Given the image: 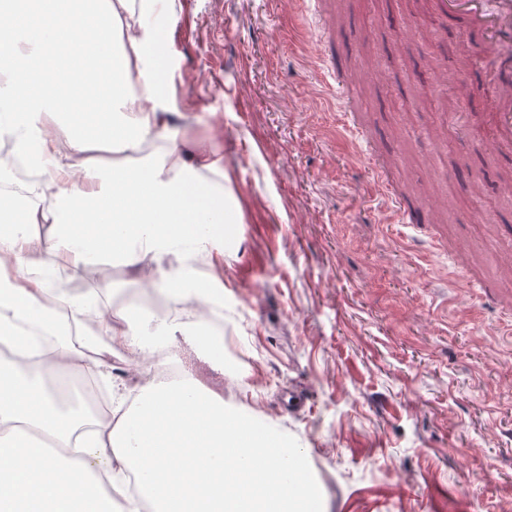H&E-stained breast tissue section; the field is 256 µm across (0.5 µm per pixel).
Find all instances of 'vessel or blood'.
Listing matches in <instances>:
<instances>
[{
    "mask_svg": "<svg viewBox=\"0 0 512 512\" xmlns=\"http://www.w3.org/2000/svg\"><path fill=\"white\" fill-rule=\"evenodd\" d=\"M433 13L440 18L459 16L463 21L461 37L472 41L479 51L494 50L498 67L492 82L493 119L496 142L501 146H512V0H431ZM394 206L403 219L410 222H425L422 206L416 205L393 185H386Z\"/></svg>",
    "mask_w": 512,
    "mask_h": 512,
    "instance_id": "vessel-or-blood-1",
    "label": "vessel or blood"
}]
</instances>
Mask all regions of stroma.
<instances>
[{"label":"stroma","mask_w":512,"mask_h":512,"mask_svg":"<svg viewBox=\"0 0 512 512\" xmlns=\"http://www.w3.org/2000/svg\"><path fill=\"white\" fill-rule=\"evenodd\" d=\"M167 2L179 155L218 159L198 189L226 206L207 225L224 237V377L203 390L297 439L323 512H512V151L492 147L461 19L434 33L427 0ZM334 55L358 64L347 87ZM377 163L431 223L399 220Z\"/></svg>","instance_id":"stroma-1"}]
</instances>
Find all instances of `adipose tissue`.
<instances>
[{"label": "adipose tissue", "instance_id": "adipose-tissue-1", "mask_svg": "<svg viewBox=\"0 0 512 512\" xmlns=\"http://www.w3.org/2000/svg\"><path fill=\"white\" fill-rule=\"evenodd\" d=\"M163 0H145L128 48L118 49L121 78L112 82V111L136 127L140 137L164 139L167 154L153 157L132 174L79 164L74 155L87 149L84 136L74 134L56 99L47 93H22L14 110L25 117V138L38 144L39 182L52 203L85 201L102 206L113 202L123 180L141 183L149 213L140 214L137 249L96 245L73 225L45 224L39 233H0V344L18 352L33 349L41 361L20 368L0 358V416L24 415L54 434L59 448H46L13 428L0 429V475L17 453H24L36 473L44 512H127L136 499L140 512H157L158 493L179 470V455L153 448V440L170 432L183 416L203 426L213 441L224 438V400L204 395L177 352L175 305L185 299L204 304L208 312L190 342L197 352L224 343V287L204 279L198 263L213 264L224 255L214 237L188 241L185 224L196 215L185 209L201 171L214 168L209 154L171 161L179 131L168 115L175 99L159 70L164 55L156 36V17ZM143 266L161 299L173 303L167 317L132 314L100 303L90 294L76 300L67 285L94 277L110 284L112 265ZM28 320L38 337L18 329ZM123 340L132 349L156 357L154 374L142 383L117 376L101 336ZM93 376L109 393L107 412L86 421L74 412L76 376ZM146 467L149 483L135 497L127 488L133 466Z\"/></svg>", "mask_w": 512, "mask_h": 512}]
</instances>
